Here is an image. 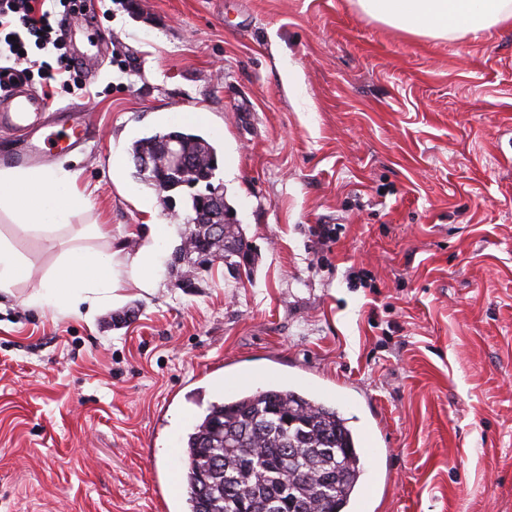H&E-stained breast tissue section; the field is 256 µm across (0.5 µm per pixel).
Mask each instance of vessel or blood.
Returning a JSON list of instances; mask_svg holds the SVG:
<instances>
[{
  "label": "vessel or blood",
  "instance_id": "obj_1",
  "mask_svg": "<svg viewBox=\"0 0 512 512\" xmlns=\"http://www.w3.org/2000/svg\"><path fill=\"white\" fill-rule=\"evenodd\" d=\"M6 100V106L0 108V132L18 138V146L11 155L15 164L27 165L51 155L68 154L96 136L91 123L72 117L64 107L59 108L55 122L39 121V113L50 109L47 100L29 96L22 88L12 89Z\"/></svg>",
  "mask_w": 512,
  "mask_h": 512
}]
</instances>
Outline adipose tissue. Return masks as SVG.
I'll return each mask as SVG.
<instances>
[{
  "instance_id": "ef3b65f1",
  "label": "adipose tissue",
  "mask_w": 512,
  "mask_h": 512,
  "mask_svg": "<svg viewBox=\"0 0 512 512\" xmlns=\"http://www.w3.org/2000/svg\"><path fill=\"white\" fill-rule=\"evenodd\" d=\"M369 17L413 35L448 37L475 34L512 20V0H357ZM85 210V198L73 174L48 168L0 169V212L27 232L53 240L56 232L72 224ZM169 238V227L154 224L148 240L133 259L139 275L135 285L152 291L153 269L159 250ZM121 278L111 258L87 249L63 253L58 265L27 297L32 306L85 308L94 315L114 299Z\"/></svg>"
}]
</instances>
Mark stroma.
Instances as JSON below:
<instances>
[{
    "mask_svg": "<svg viewBox=\"0 0 512 512\" xmlns=\"http://www.w3.org/2000/svg\"><path fill=\"white\" fill-rule=\"evenodd\" d=\"M58 21L80 80L50 104L99 132L59 165L105 235L51 245L0 216L31 267L0 291V512H184L171 448L227 379L271 369L380 447L368 512H512V27L415 36L356 0ZM182 129L218 152L248 266L173 261L187 227L130 149ZM152 223L171 237L145 294L129 271ZM75 246L112 254L118 299L90 320L25 304Z\"/></svg>",
    "mask_w": 512,
    "mask_h": 512,
    "instance_id": "stroma-1",
    "label": "stroma"
}]
</instances>
